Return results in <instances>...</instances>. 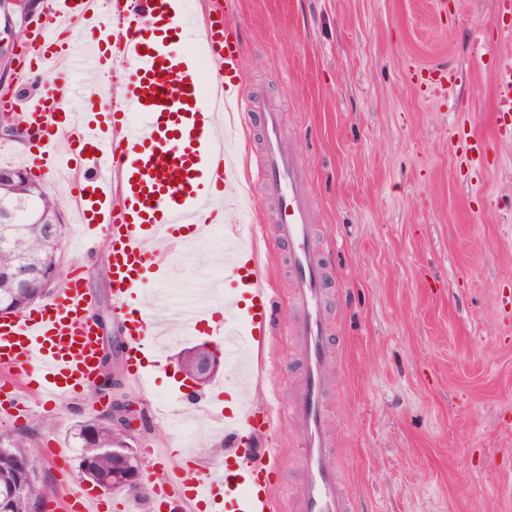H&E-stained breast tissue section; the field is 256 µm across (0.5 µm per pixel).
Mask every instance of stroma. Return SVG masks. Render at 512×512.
I'll list each match as a JSON object with an SVG mask.
<instances>
[{
  "mask_svg": "<svg viewBox=\"0 0 512 512\" xmlns=\"http://www.w3.org/2000/svg\"><path fill=\"white\" fill-rule=\"evenodd\" d=\"M241 85L275 101L300 157L327 268L334 361L326 392L338 470L355 512H512V119L497 115L496 63L512 55L493 24L501 0H237ZM486 49L477 52V39ZM445 67L442 87L417 70ZM472 134L482 160L461 146ZM268 275L279 301L262 358L268 374L222 368L190 408L193 434L137 424L145 469L223 464L215 416L226 397L289 403L300 360L284 327L287 248ZM94 305L111 306L99 242L82 256ZM198 257L168 258L162 287L197 303ZM93 392L64 402L24 386L0 392V429H35L46 491L79 485L67 435L105 413ZM44 428H36V421ZM300 433L280 420L257 439L276 452L271 512H290ZM65 451L57 468L49 451ZM154 456H147V449Z\"/></svg>",
  "mask_w": 512,
  "mask_h": 512,
  "instance_id": "stroma-1",
  "label": "stroma"
}]
</instances>
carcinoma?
Wrapping results in <instances>:
<instances>
[{
    "mask_svg": "<svg viewBox=\"0 0 512 512\" xmlns=\"http://www.w3.org/2000/svg\"><path fill=\"white\" fill-rule=\"evenodd\" d=\"M25 189L31 193L30 204L17 210V231L11 242H0V312L21 313L45 295L44 283L34 278L26 288L14 286L10 271L21 263L47 264L55 278H65L60 265L64 238L62 200L40 181L28 177ZM37 207L55 217L58 224H32L31 208ZM132 440L108 418L90 417L69 432V444L79 449L80 480L112 487L122 481L132 467L113 452L126 448ZM39 446L30 434L21 430H0V512H36L43 502V489H32L29 474L38 471Z\"/></svg>",
    "mask_w": 512,
    "mask_h": 512,
    "instance_id": "obj_1",
    "label": "carcinoma"
}]
</instances>
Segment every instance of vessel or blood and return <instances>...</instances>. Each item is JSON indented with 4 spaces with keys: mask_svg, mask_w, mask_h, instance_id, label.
<instances>
[{
    "mask_svg": "<svg viewBox=\"0 0 512 512\" xmlns=\"http://www.w3.org/2000/svg\"><path fill=\"white\" fill-rule=\"evenodd\" d=\"M43 22L26 43L20 79L37 74L50 61L80 64L100 75L115 71L121 88L112 109L93 111L84 98L75 112L67 77L44 84L38 96L22 101L0 96V110L22 115L34 132L24 157L28 168L51 177L61 168L92 171L75 179L83 242L105 235L112 243L109 273L112 306L124 313L122 350L131 367L150 357L154 369L168 366L166 348L155 342L163 324L178 323L184 333L223 324L232 316L244 327L246 342L262 351L275 310L263 252V226H230L247 236L243 249L224 255V302L206 308L171 309L165 293L152 307H138L140 296L167 271L163 246L177 242L191 250L212 225L223 223L239 198L260 183L277 204L276 237L288 245L289 300L296 312L288 327L302 359V383L288 416L302 438L304 473L289 500L292 512H353L337 470L329 461L324 394L331 357L332 328L325 306V272L313 247L311 202L302 188V165L282 136L278 108L270 99L245 94L240 86L244 25L235 0L215 8L204 24L213 60L208 80L184 65L176 48L186 37L182 14L169 0H52ZM83 26L92 46L79 56L68 33ZM496 109L512 112V57L498 68ZM261 123V146L250 165L235 148L251 119ZM89 305L82 264H74L63 288L41 305L0 319V368L18 370L27 388L54 400L80 394L100 376L101 338L86 314ZM273 404L241 407L224 419V445L240 448L270 430ZM238 482L226 468L203 472L182 464L150 485L154 512H185L187 501L208 512H268L266 466L253 456L236 460ZM93 493L72 488L67 512H93Z\"/></svg>",
    "mask_w": 512,
    "mask_h": 512,
    "instance_id": "vessel-or-blood-1",
    "label": "vessel or blood"
}]
</instances>
